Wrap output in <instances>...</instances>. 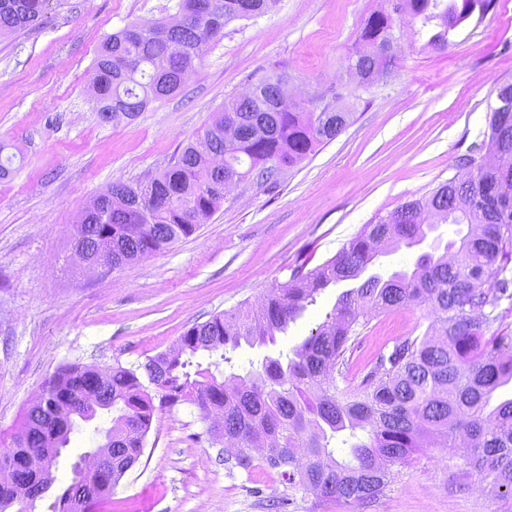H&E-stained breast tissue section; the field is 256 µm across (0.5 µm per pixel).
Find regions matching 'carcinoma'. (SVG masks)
<instances>
[{
    "label": "carcinoma",
    "instance_id": "obj_1",
    "mask_svg": "<svg viewBox=\"0 0 512 512\" xmlns=\"http://www.w3.org/2000/svg\"><path fill=\"white\" fill-rule=\"evenodd\" d=\"M212 9L191 28L176 23H131L107 36L97 50L93 98L99 123L104 114L136 117L151 103L173 95L181 78L201 63L207 45L233 20L250 19L259 5L274 0H211ZM412 17L434 24L429 42L448 45V32L491 0H406ZM48 0H0V35L28 28ZM360 48L346 59L365 80L356 100L369 91V76L394 59L396 20L390 10L370 13L358 31ZM285 76L259 81V93L229 99L203 136L179 149L168 168L147 183L114 182L102 208L86 214L81 243L87 260L98 259L101 241L112 245V269L163 251L192 236L224 203L223 176L266 181L280 166H292L348 125L351 112L281 109L276 92ZM238 133L224 137V125ZM475 150L459 165L473 167L468 182L445 181L429 194L404 202L376 222L365 224L334 256L312 269L301 264L289 281L270 288L260 305L237 308L193 324L164 352L134 368L110 369V397L95 405L89 393L96 368L62 365L27 408L20 430L0 461L24 468L30 450H61L70 435L98 416L118 412L102 430L98 447L112 448V474L101 479L112 494L142 454L143 440L158 407L196 405L203 418L219 409L224 436L237 440L233 466L254 467L253 447L278 472L286 488L341 505L380 497L402 468L436 443L464 449L460 487L491 483L512 497V397L493 400L512 383V113L488 121ZM444 208L448 224H478L449 242L445 253L421 254L409 272L388 278L366 275L378 254L376 242L391 248L419 243L431 225L425 211ZM341 282L332 310L291 355L267 357L261 368L220 380L211 366L192 364L199 352L235 351L275 342L315 297ZM426 310L427 325L376 355L360 382L344 388L336 377L350 373L351 344L378 314L400 308ZM160 396L154 404L149 388ZM347 458H336V441ZM34 499L0 484V512Z\"/></svg>",
    "mask_w": 512,
    "mask_h": 512
}]
</instances>
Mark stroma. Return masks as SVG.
I'll return each mask as SVG.
<instances>
[{
	"label": "stroma",
	"instance_id": "35a3bbf8",
	"mask_svg": "<svg viewBox=\"0 0 512 512\" xmlns=\"http://www.w3.org/2000/svg\"><path fill=\"white\" fill-rule=\"evenodd\" d=\"M178 0H51L30 28L0 37V142L15 159L0 177V448L10 446L44 382L68 362L135 367L169 349L197 322L255 302L288 281L300 263L332 257L360 228L457 175L456 160L480 142L488 104L512 82V0L451 30L447 48L428 42L411 19L387 77L356 102L349 125L300 163L282 167L274 186L244 181L191 237L109 273L72 253L81 211L112 183H146L176 151L203 134L228 97L267 74L288 78L296 101H329L359 84L345 59L364 18L385 0H278L268 13L229 23L201 65L172 96L137 117L99 123L89 93L100 43L130 23L174 21ZM438 224L413 247L380 254L382 276L457 237ZM317 295L275 344L242 347L236 373L290 352L341 293ZM405 308L374 317L352 361L369 370L383 346L422 324ZM199 409L157 412L142 454L94 512H512V498L458 492L461 449L429 448L403 468L370 506L317 503L287 493L255 461L232 467ZM99 440L82 427L53 468L52 488L31 512H51L72 465ZM290 502L273 510L274 497Z\"/></svg>",
	"mask_w": 512,
	"mask_h": 512
}]
</instances>
